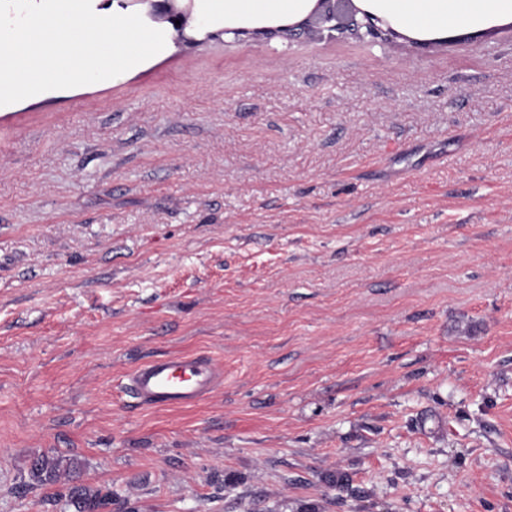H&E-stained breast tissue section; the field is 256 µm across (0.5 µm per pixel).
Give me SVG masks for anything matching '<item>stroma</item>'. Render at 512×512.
Listing matches in <instances>:
<instances>
[{"instance_id":"obj_1","label":"stroma","mask_w":512,"mask_h":512,"mask_svg":"<svg viewBox=\"0 0 512 512\" xmlns=\"http://www.w3.org/2000/svg\"><path fill=\"white\" fill-rule=\"evenodd\" d=\"M177 5L195 44L0 109V512H63L42 453L140 512H512V32ZM171 354L223 388L133 398ZM318 7L311 17L294 26L276 31L282 39L292 40L305 34L309 37L321 35L325 30L338 34L349 33L371 42H390L395 35L394 29L382 18L357 8L353 0H318ZM313 19V20H312ZM385 26V28H384ZM319 33V34H318ZM223 384L222 368L203 356L151 360L133 370L129 378L141 402L156 406L193 405Z\"/></svg>"}]
</instances>
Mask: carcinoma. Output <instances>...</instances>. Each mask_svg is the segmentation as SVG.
Here are the masks:
<instances>
[{
  "label": "carcinoma",
  "instance_id": "1",
  "mask_svg": "<svg viewBox=\"0 0 512 512\" xmlns=\"http://www.w3.org/2000/svg\"><path fill=\"white\" fill-rule=\"evenodd\" d=\"M61 479L69 485L65 507H72L75 512H105L119 499L113 492L104 494L78 483V466L74 461L45 453L33 458L29 467V481L19 483L17 489L26 491L35 484L56 483Z\"/></svg>",
  "mask_w": 512,
  "mask_h": 512
}]
</instances>
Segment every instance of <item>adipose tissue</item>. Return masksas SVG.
Segmentation results:
<instances>
[{"label": "adipose tissue", "mask_w": 512, "mask_h": 512, "mask_svg": "<svg viewBox=\"0 0 512 512\" xmlns=\"http://www.w3.org/2000/svg\"><path fill=\"white\" fill-rule=\"evenodd\" d=\"M308 0H206V8L224 19L243 16L275 21L304 11ZM380 9L410 18L424 28H444L512 16V0H376Z\"/></svg>", "instance_id": "1"}]
</instances>
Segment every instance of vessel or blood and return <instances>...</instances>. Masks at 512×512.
<instances>
[{
    "label": "vessel or blood",
    "mask_w": 512,
    "mask_h": 512,
    "mask_svg": "<svg viewBox=\"0 0 512 512\" xmlns=\"http://www.w3.org/2000/svg\"><path fill=\"white\" fill-rule=\"evenodd\" d=\"M129 384L143 403L188 406L223 386L224 372L209 358L173 355L140 365Z\"/></svg>",
    "instance_id": "1"
}]
</instances>
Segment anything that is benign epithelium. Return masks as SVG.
Returning <instances> with one entry per match:
<instances>
[{"instance_id": "1", "label": "benign epithelium", "mask_w": 512, "mask_h": 512, "mask_svg": "<svg viewBox=\"0 0 512 512\" xmlns=\"http://www.w3.org/2000/svg\"><path fill=\"white\" fill-rule=\"evenodd\" d=\"M148 4L147 15L154 21H166L174 25L178 35H183L186 17L177 11L173 0H140ZM325 31L348 33L360 40L371 42L392 40L395 32L382 18L357 8L353 0H318V7L311 17L301 23L283 27L277 35L285 40L305 34L315 37Z\"/></svg>"}]
</instances>
